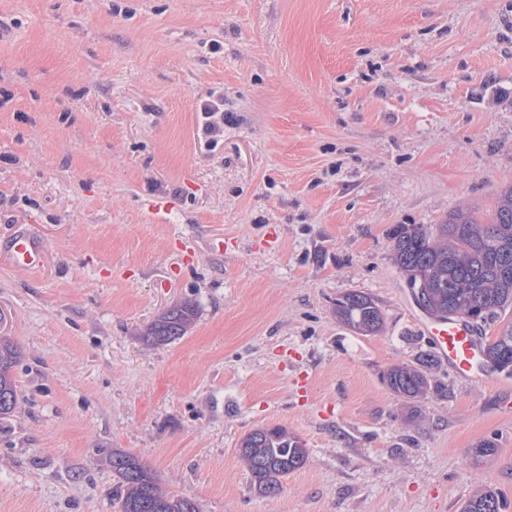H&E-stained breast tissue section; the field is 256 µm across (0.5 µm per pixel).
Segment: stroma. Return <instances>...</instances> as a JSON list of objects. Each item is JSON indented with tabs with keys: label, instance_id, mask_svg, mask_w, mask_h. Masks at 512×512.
Wrapping results in <instances>:
<instances>
[{
	"label": "stroma",
	"instance_id": "35a3bbf8",
	"mask_svg": "<svg viewBox=\"0 0 512 512\" xmlns=\"http://www.w3.org/2000/svg\"><path fill=\"white\" fill-rule=\"evenodd\" d=\"M510 181L512 0H0V253L45 254L0 262V512H117L115 450L200 512L512 505V373L384 381L432 350L392 228L488 217ZM350 291L380 334L339 321ZM274 425L307 462L262 496L239 446ZM201 112L204 115L205 123L203 125V133L212 142L217 140V137L224 135V108L216 103L210 105L209 103L204 104L201 108ZM215 114H221L219 120L215 119ZM43 250L39 244L25 233L16 234L12 239L10 262L18 269L37 268L42 263ZM336 316L345 326L362 335L379 333L385 323L378 303L371 296L356 291L337 298ZM195 315L190 303L176 304L164 311L149 327L146 336L157 343H169L184 336ZM20 354L13 343L0 338V418H5L15 408L17 402V385L12 374L19 363ZM418 365H397L386 375L390 390L397 396L415 399L427 394L430 389L424 368L434 361L431 353H426ZM506 505L497 492L487 488L463 502L460 512H505Z\"/></svg>",
	"mask_w": 512,
	"mask_h": 512
}]
</instances>
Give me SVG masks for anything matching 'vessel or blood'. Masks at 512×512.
Wrapping results in <instances>:
<instances>
[{
  "label": "vessel or blood",
  "mask_w": 512,
  "mask_h": 512,
  "mask_svg": "<svg viewBox=\"0 0 512 512\" xmlns=\"http://www.w3.org/2000/svg\"><path fill=\"white\" fill-rule=\"evenodd\" d=\"M43 251L29 235H14L10 262L18 269L39 267ZM424 333L437 356L458 376L464 379H488L492 376L485 348L486 343L477 329L466 319H437L426 324Z\"/></svg>",
  "instance_id": "vessel-or-blood-1"
}]
</instances>
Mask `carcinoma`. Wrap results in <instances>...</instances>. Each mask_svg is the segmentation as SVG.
Returning a JSON list of instances; mask_svg holds the SVG:
<instances>
[{"label":"carcinoma","instance_id":"cac0c4a2","mask_svg":"<svg viewBox=\"0 0 512 512\" xmlns=\"http://www.w3.org/2000/svg\"><path fill=\"white\" fill-rule=\"evenodd\" d=\"M394 264L410 290L418 276L426 282V298L419 306L431 315L461 317L479 329L493 321L501 324L488 342L487 357L499 369H512V182L495 201L494 215L486 223L476 213L457 209L441 224H397L390 234ZM195 315L190 303L164 311L149 327L147 337L169 343L184 335ZM336 316L352 331L371 335L383 329L385 319L378 303L361 292L350 291L336 299ZM20 354L13 343L0 338V418L17 402L12 374ZM430 353L416 365H397L386 375L397 396L415 399L430 389L425 368ZM240 456L255 490L271 496L282 490V479L303 467L307 451L299 437L283 426L259 428L241 441ZM112 471L121 479L124 493L118 512H199L188 498L163 492L155 478L132 454L112 453ZM497 492L487 488L463 502L460 512H505Z\"/></svg>","mask_w":512,"mask_h":512}]
</instances>
